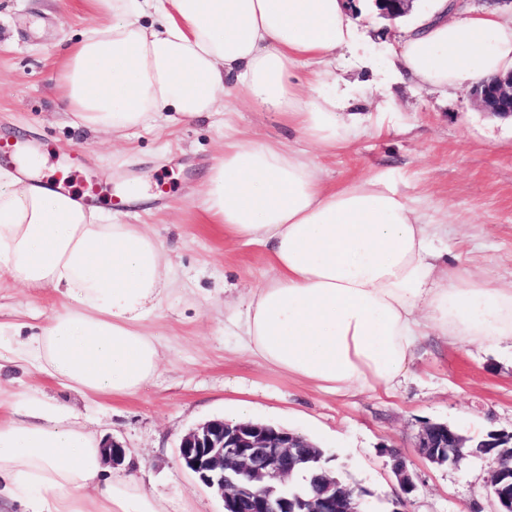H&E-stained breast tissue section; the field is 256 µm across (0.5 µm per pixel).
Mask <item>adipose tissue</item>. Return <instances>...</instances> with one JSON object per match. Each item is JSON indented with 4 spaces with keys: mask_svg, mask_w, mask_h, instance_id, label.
I'll return each instance as SVG.
<instances>
[{
    "mask_svg": "<svg viewBox=\"0 0 512 512\" xmlns=\"http://www.w3.org/2000/svg\"><path fill=\"white\" fill-rule=\"evenodd\" d=\"M98 22L64 56L66 115L127 137L190 121L237 93L275 110L307 143L228 135L204 178L202 208L235 240L267 252L272 275L233 319L269 368L336 395H393L424 337L480 345L512 338V285L443 264L446 223L424 218L386 173L331 186L319 153L351 150L360 128L336 54L359 18L346 0H87ZM393 73L420 86H472L512 69V23L460 16L448 0L403 31ZM312 68L310 94L289 70ZM62 306L40 331L0 325V351L89 397L135 395L160 370L145 323L173 286L162 242L108 224L74 194L0 168V282ZM100 441L75 410L29 400L0 420V498L26 512H163L134 475L104 476Z\"/></svg>",
    "mask_w": 512,
    "mask_h": 512,
    "instance_id": "obj_1",
    "label": "adipose tissue"
}]
</instances>
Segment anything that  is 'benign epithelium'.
<instances>
[{"instance_id":"obj_1","label":"benign epithelium","mask_w":512,"mask_h":512,"mask_svg":"<svg viewBox=\"0 0 512 512\" xmlns=\"http://www.w3.org/2000/svg\"><path fill=\"white\" fill-rule=\"evenodd\" d=\"M379 15L393 20L410 12L414 0H373ZM473 100L488 114L512 119V71L496 76L473 87ZM444 428L448 434L446 464L457 466L468 457L478 456L489 461L490 482H496L501 473L512 470V431L490 432L481 453L472 451L473 439L462 435L447 424L427 421L421 426L415 448H432L434 430ZM309 439L282 426L264 422L234 423L213 419L189 430L180 440L178 455L184 466L197 475L208 488L222 499L224 512H233L235 495L227 487L229 475L246 473L261 487L269 484H288L285 461L296 448H311ZM104 458L114 465L125 459L127 448L115 439L103 446ZM403 496L399 502L407 504V495L416 489L413 474L408 467L396 472ZM363 496L351 485L336 478L328 479L327 496L311 505V512H361Z\"/></svg>"}]
</instances>
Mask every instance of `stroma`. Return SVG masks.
<instances>
[{
	"label": "stroma",
	"instance_id": "stroma-1",
	"mask_svg": "<svg viewBox=\"0 0 512 512\" xmlns=\"http://www.w3.org/2000/svg\"><path fill=\"white\" fill-rule=\"evenodd\" d=\"M94 20L83 0H0V140L29 145L39 175L83 161L74 187L94 179L113 223L146 224L169 249L176 282L147 321L163 359L137 394L87 399L31 366L0 356V386L47 404L73 407L99 438L127 449L125 467L165 512H222L220 497L185 470L181 437L206 421L252 417L313 439L346 481L369 490L367 512H392L401 493L389 449L417 476L406 512H495L489 466L470 458L437 467L414 444L422 422H445L464 434L512 431V340L488 347L427 337L412 374L394 396H336L287 378L242 350L225 303L270 274L261 246L226 237L201 208L202 180L225 134L274 137L296 144L281 115L227 96L225 128L202 118L137 131L129 140L69 125L57 87L66 46ZM398 25L369 14L368 27L338 53L336 74L356 87L362 129L353 151L327 155L328 184L362 174H390L416 197L430 220L447 218L449 263L500 285L512 283V121L474 106L469 88L434 93L394 83L385 97L369 90L390 69ZM145 184L152 202L132 201ZM61 300L53 291L0 288V323L40 327Z\"/></svg>",
	"mask_w": 512,
	"mask_h": 512
}]
</instances>
